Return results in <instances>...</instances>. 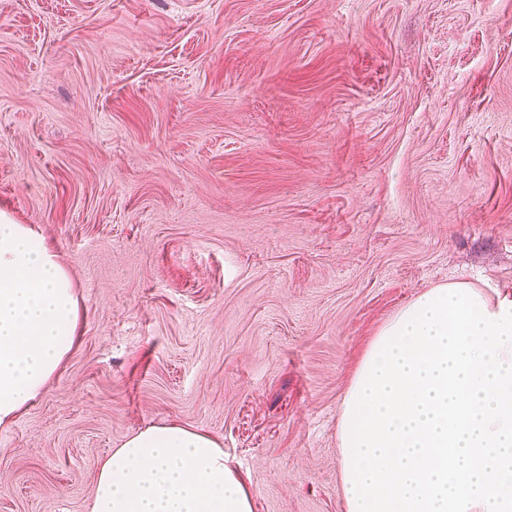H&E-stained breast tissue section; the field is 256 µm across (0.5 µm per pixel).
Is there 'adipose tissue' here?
<instances>
[{
  "label": "adipose tissue",
  "mask_w": 512,
  "mask_h": 512,
  "mask_svg": "<svg viewBox=\"0 0 512 512\" xmlns=\"http://www.w3.org/2000/svg\"><path fill=\"white\" fill-rule=\"evenodd\" d=\"M71 278L40 231L0 211V426L29 407L78 339ZM87 512H254L220 442L176 423L125 439L96 463Z\"/></svg>",
  "instance_id": "ef3b65f1"
}]
</instances>
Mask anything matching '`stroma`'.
Masks as SVG:
<instances>
[{
	"mask_svg": "<svg viewBox=\"0 0 512 512\" xmlns=\"http://www.w3.org/2000/svg\"><path fill=\"white\" fill-rule=\"evenodd\" d=\"M79 300L0 512L176 422L255 512H347L341 405L418 294L512 289V0H0V210Z\"/></svg>",
	"mask_w": 512,
	"mask_h": 512,
	"instance_id": "35a3bbf8",
	"label": "stroma"
}]
</instances>
